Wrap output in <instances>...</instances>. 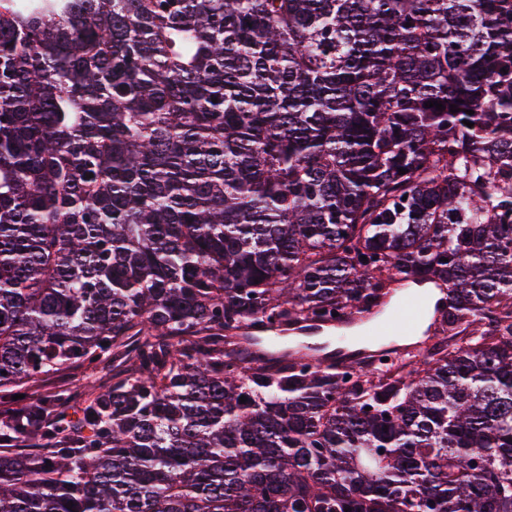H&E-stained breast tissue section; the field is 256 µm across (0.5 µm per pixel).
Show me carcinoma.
Returning a JSON list of instances; mask_svg holds the SVG:
<instances>
[{
  "mask_svg": "<svg viewBox=\"0 0 512 512\" xmlns=\"http://www.w3.org/2000/svg\"><path fill=\"white\" fill-rule=\"evenodd\" d=\"M0 400V512H512V0H0ZM428 310V301L422 295H414L401 301L393 313L378 320V342L391 336H405L416 329L420 319ZM374 312L343 316L336 323L331 324L303 323L271 331H263L262 333L267 340L273 341L276 344L284 343L292 336H300L304 338L307 344L317 346L320 349L331 348L327 343H334L338 339L336 328L339 330H350L365 320L374 317ZM330 326L335 327L327 329ZM356 346L358 345L354 342L352 336H341V340L336 344V348H331L336 351V366H344L356 360H364L369 355L368 351H364L363 354L352 358L351 355L354 353L352 350ZM106 370H86L82 367H68L53 373L49 377L38 383L40 392L54 391L66 387H74L84 384L88 381H95L101 385L107 380Z\"/></svg>",
  "mask_w": 512,
  "mask_h": 512,
  "instance_id": "obj_1",
  "label": "carcinoma"
}]
</instances>
